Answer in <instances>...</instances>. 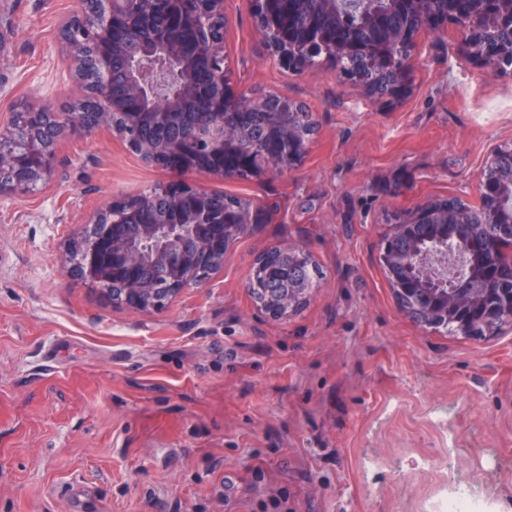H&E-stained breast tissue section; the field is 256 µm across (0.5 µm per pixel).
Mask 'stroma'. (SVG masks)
Here are the masks:
<instances>
[{
  "label": "stroma",
  "mask_w": 512,
  "mask_h": 512,
  "mask_svg": "<svg viewBox=\"0 0 512 512\" xmlns=\"http://www.w3.org/2000/svg\"><path fill=\"white\" fill-rule=\"evenodd\" d=\"M228 81L308 107L299 167L223 179L145 163L111 130L64 133L33 192L0 198V512H429L455 473L477 512H512V326L483 338L424 329L379 262L394 216L468 202L512 143V76L455 26L416 37L409 93L371 96L331 62L280 64L253 0H225ZM78 0H0V121L66 115L77 91L60 39ZM252 201V225L206 282L147 313L112 306L69 269L91 216L153 184ZM321 270L274 319L247 288L267 248Z\"/></svg>",
  "instance_id": "stroma-1"
}]
</instances>
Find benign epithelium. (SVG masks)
Returning a JSON list of instances; mask_svg holds the SVG:
<instances>
[{
    "mask_svg": "<svg viewBox=\"0 0 512 512\" xmlns=\"http://www.w3.org/2000/svg\"><path fill=\"white\" fill-rule=\"evenodd\" d=\"M147 7L136 10L132 2ZM313 3L322 23L278 31L271 22L295 17L306 3ZM112 12L124 24L135 23L150 32V39L131 67L125 98L112 94L108 83L90 82L81 68L77 51L69 49L72 76L81 95L91 94L99 104V126L112 129L135 154L147 163L175 164L183 169L204 170L222 178L283 176L295 170L306 151L311 133L294 121L300 104L278 92L252 96L234 92L224 76L225 33L228 18L224 0H111ZM256 28L278 58L303 69L313 47H329L339 63L363 45L371 49L370 65L377 76L390 80L368 82L356 73L354 81L369 94L398 98L409 87L415 65V37L427 30L437 33L453 22L465 46L480 63L495 73L505 69L500 56H512V0H254ZM356 15L354 24L348 14ZM102 55L110 60L120 43L113 30L99 32ZM201 98L211 109V120L221 129L202 149L184 150L177 143L135 141L125 124L147 120L171 121L193 100ZM262 114L267 137L260 143L249 139L248 122ZM58 136L47 140L34 134L21 153L0 151V196L15 190L33 191L45 179ZM177 194L192 207L172 223L137 222L138 206L150 205L158 194ZM212 195L190 185L156 184L138 195L98 211L85 232L72 245L78 254L74 268L114 306L132 312L157 310L183 289L202 283L206 274L197 267L198 256L208 258L210 271L224 267V253L262 222V211L249 200L226 199L218 219L219 231H206L208 223L195 217L210 209ZM508 223V236L496 252L477 261L463 243L461 230L477 236V222ZM137 223L138 238L122 231ZM418 224L427 232L418 246L399 248ZM287 253L302 263L308 257L299 246L276 245L256 260L247 288L265 283L262 312L275 318L288 315L312 294L297 282L286 290L276 266ZM383 270L401 308L421 313L423 326L438 330L448 319L463 321V333L482 336L501 302L512 306V148L497 150L486 162L479 183L477 205L457 199L422 201L391 225L380 253ZM161 273L158 291L145 275L147 267Z\"/></svg>",
    "mask_w": 512,
    "mask_h": 512,
    "instance_id": "1",
    "label": "benign epithelium"
}]
</instances>
